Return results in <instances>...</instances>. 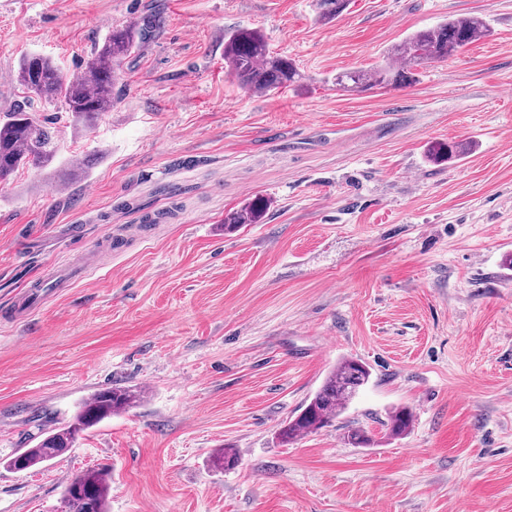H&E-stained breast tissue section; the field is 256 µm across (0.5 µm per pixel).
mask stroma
<instances>
[{
  "mask_svg": "<svg viewBox=\"0 0 512 512\" xmlns=\"http://www.w3.org/2000/svg\"><path fill=\"white\" fill-rule=\"evenodd\" d=\"M150 14L106 112L87 127L41 105L56 162L0 184V512H60L93 468L109 512H512V0H350L329 22L316 0H0V113L24 57L71 77ZM454 17L489 33L413 85L337 86ZM244 27L298 83L237 86L224 38ZM437 141L471 148L437 164ZM73 159L84 176L60 183ZM258 199L261 222L225 233ZM88 249L87 278L12 316ZM344 358L368 385L334 426L281 443ZM115 385L144 397L8 468ZM401 407L412 427L393 438ZM222 448L232 468L213 467Z\"/></svg>",
  "mask_w": 512,
  "mask_h": 512,
  "instance_id": "1",
  "label": "stroma"
}]
</instances>
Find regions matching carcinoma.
I'll use <instances>...</instances> for the list:
<instances>
[{"instance_id": "carcinoma-1", "label": "carcinoma", "mask_w": 512, "mask_h": 512, "mask_svg": "<svg viewBox=\"0 0 512 512\" xmlns=\"http://www.w3.org/2000/svg\"><path fill=\"white\" fill-rule=\"evenodd\" d=\"M348 0H319L322 17L333 20L346 9ZM486 32L478 19L450 18L432 28L418 31L397 44L391 52L394 63L373 69L336 75V85L357 91L375 87L409 84L415 81L412 66L446 61L461 53ZM144 29L122 26L112 29L83 69L63 77L50 59L31 55L19 65L17 81L27 96L0 117V183L7 182L26 166L44 168L58 155V143L50 122L34 112L30 96L46 102L59 101L77 122L90 123L107 108L116 95L115 73L122 62L145 39ZM224 64L237 85L255 94L293 86L300 74L287 56L272 51L255 30L240 28L224 40ZM467 150L462 142H436L428 156L436 162L450 161ZM264 204L260 200L224 218V229L239 224H258ZM370 371L357 359H343L329 371L320 388L299 414L284 423L280 438L293 441L329 427L341 416L356 393L369 380ZM137 403V396L125 387H113L85 401L75 422L41 439L34 447L12 457L7 466L27 470L66 453L80 433L103 419L123 412ZM412 413L401 409L391 413L388 434L400 437L412 426ZM110 477L103 469H87L66 484L63 512H108Z\"/></svg>"}]
</instances>
